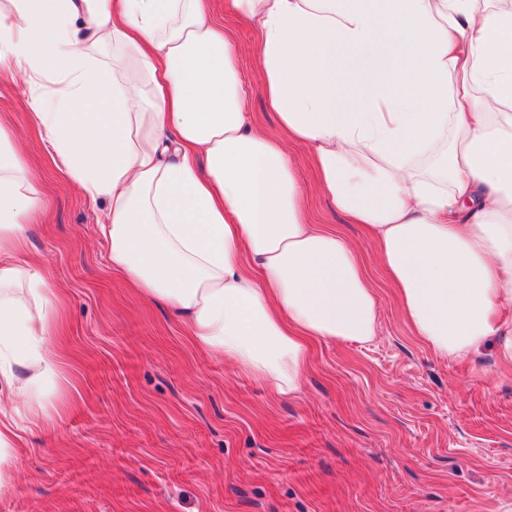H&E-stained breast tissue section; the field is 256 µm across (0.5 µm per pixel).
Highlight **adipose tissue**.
Wrapping results in <instances>:
<instances>
[{"mask_svg": "<svg viewBox=\"0 0 512 512\" xmlns=\"http://www.w3.org/2000/svg\"><path fill=\"white\" fill-rule=\"evenodd\" d=\"M226 7L254 24L268 108L375 239L416 337L445 358L500 335L512 363V0ZM1 71L27 76L61 172L107 201L110 269L198 348L281 398L300 392L311 342L374 336L357 252L307 221L205 0H0ZM40 200L0 126V489L23 438L60 421L59 299L20 258Z\"/></svg>", "mask_w": 512, "mask_h": 512, "instance_id": "obj_1", "label": "adipose tissue"}]
</instances>
